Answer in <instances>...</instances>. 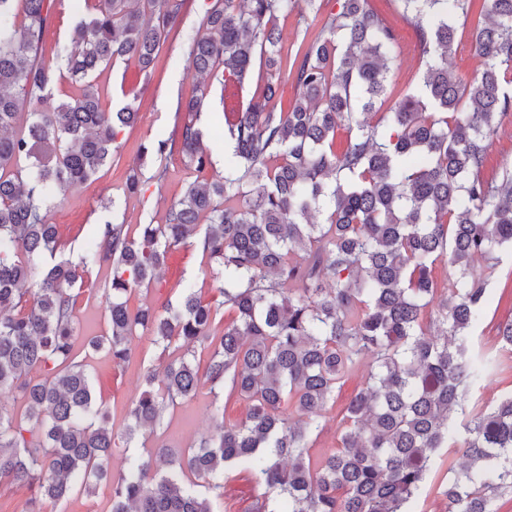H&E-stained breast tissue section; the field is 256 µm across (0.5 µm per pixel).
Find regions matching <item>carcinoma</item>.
I'll return each mask as SVG.
<instances>
[{
    "mask_svg": "<svg viewBox=\"0 0 512 512\" xmlns=\"http://www.w3.org/2000/svg\"><path fill=\"white\" fill-rule=\"evenodd\" d=\"M414 25L419 87L388 108L395 36L370 0H213L201 34L187 37L199 76L184 102L179 137L160 131L159 154H181L195 174L163 224L99 227L74 261L56 259L49 210L112 162L138 107L101 104L97 72L118 60L145 73L180 33L186 0H84L68 47L46 59L43 36L56 0H0V394L17 393L21 417L0 407V484L36 486L54 503L111 488L110 512H214L224 475L246 470L255 512H409L435 454L454 448L465 464L448 477V512H500L512 492V393L492 406L468 393L512 354V321L486 349L475 328L490 295L475 261L512 248V174L488 177V150L512 113V0H399ZM320 21L317 35L282 56L279 20ZM477 18L475 76L449 70L459 17ZM261 93L240 91L255 62ZM288 71L296 98L278 106ZM69 78L77 93L53 101ZM224 89L233 141L224 175L211 166L198 124L208 80ZM28 120L19 118L26 109ZM345 143L336 149L339 130ZM324 215L314 224L311 215ZM198 241L222 301L193 285L159 307H129L168 253ZM454 273L440 286L437 263ZM110 266L108 332L89 342L130 360L147 335L167 351L211 349L205 368L182 356L143 371L121 432L76 361L77 303L96 266ZM228 309L219 341L212 327ZM372 367L341 410L339 444L315 438L336 391ZM34 370L45 374L30 377ZM208 387L213 434L176 455L127 459L111 474L112 450L154 433L168 409ZM247 402L224 424V397Z\"/></svg>",
    "mask_w": 512,
    "mask_h": 512,
    "instance_id": "cac0c4a2",
    "label": "carcinoma"
}]
</instances>
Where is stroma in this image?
Returning <instances> with one entry per match:
<instances>
[{
  "mask_svg": "<svg viewBox=\"0 0 512 512\" xmlns=\"http://www.w3.org/2000/svg\"><path fill=\"white\" fill-rule=\"evenodd\" d=\"M397 37L396 61L390 86L392 99L414 92L419 83V53L417 37L411 24L401 15L397 0H373ZM100 99L105 108L135 102L139 108L137 122L124 129L118 137L119 148L112 156L111 166L95 178L67 194L50 213L52 223L58 224L61 252H81L96 237L103 224H123L135 229L139 224H161L173 201L178 200L188 183L190 171L180 154L150 156L138 162L143 145L153 140L157 131L178 134L183 113L181 101L191 97L195 77L187 54L185 40H168L163 46L159 62L151 75H144L134 62H120L100 72L96 78ZM138 168L143 190L137 195L124 192V184L131 168ZM494 274L488 288L492 303L484 325L477 333L485 342H493L498 323L512 320V252L497 253L489 261ZM210 266L201 248L178 249L171 252L157 281L150 287L132 292L130 308L143 303L161 306L175 298L181 285L191 283L205 300L218 295L209 276ZM111 281L108 267L94 268L79 298V332L75 343L77 357L83 358L94 391L108 409L114 430H122L129 422V401L142 389L144 366L161 364L181 356L178 348L161 352L150 338L135 336L131 342L133 358L123 365L114 364L110 355L99 352L92 355L84 350L88 338L106 332L104 290ZM366 367H359L346 381L335 404L329 408L323 421L324 428L316 440L317 448H332L337 442V427L342 407L363 383ZM208 390L180 401L166 412L162 424L148 444L134 442V451L142 447L166 448L174 452L193 446L201 434L210 430V405ZM460 458L448 448L441 449L435 457L426 480L415 497L413 512H448V500L443 490L448 483L447 471L459 468Z\"/></svg>",
  "mask_w": 512,
  "mask_h": 512,
  "instance_id": "35a3bbf8",
  "label": "stroma"
}]
</instances>
